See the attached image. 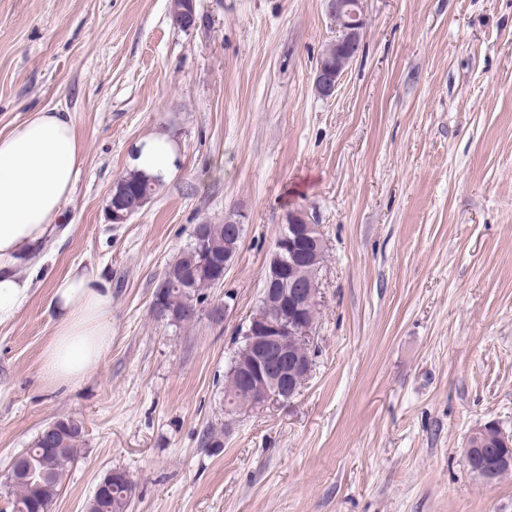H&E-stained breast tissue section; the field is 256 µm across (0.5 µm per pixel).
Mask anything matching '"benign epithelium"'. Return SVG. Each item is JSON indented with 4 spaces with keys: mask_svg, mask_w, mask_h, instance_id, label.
<instances>
[{
    "mask_svg": "<svg viewBox=\"0 0 512 512\" xmlns=\"http://www.w3.org/2000/svg\"><path fill=\"white\" fill-rule=\"evenodd\" d=\"M367 0H326L329 17L336 20V66L318 63L314 89L321 98H331L351 63L355 49L363 40ZM174 26L189 31L196 26L195 0H179L171 9ZM228 242L224 250V270H229L239 254V217L227 220ZM326 242L304 210L288 213L286 224L274 243L267 273L266 303L277 310L273 318L251 317L239 330L247 356L234 355L230 366L241 387L249 391L251 405L262 410L271 404L292 399L305 384L311 364L292 355L291 343L297 336L311 342L315 324L304 319L308 300H319L320 289L306 280L305 270L318 266ZM495 448L492 458L501 467L512 466V437L492 422L475 426L462 452L465 458L486 456L485 448Z\"/></svg>",
    "mask_w": 512,
    "mask_h": 512,
    "instance_id": "7a95c632",
    "label": "benign epithelium"
}]
</instances>
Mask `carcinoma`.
Instances as JSON below:
<instances>
[{
	"label": "carcinoma",
	"instance_id": "obj_1",
	"mask_svg": "<svg viewBox=\"0 0 512 512\" xmlns=\"http://www.w3.org/2000/svg\"><path fill=\"white\" fill-rule=\"evenodd\" d=\"M151 176L133 169L116 183L115 191L120 194L122 209L137 213L142 208V195L149 187ZM206 234L208 255L203 256L190 243L179 257L170 263L165 273L189 280L187 287L169 292L165 297L163 319L172 322H190L194 319V307L205 300L203 290L210 287L215 276L209 269L210 261L224 253L225 225L203 224ZM48 429L37 434L31 446L21 452L29 463L31 475L22 483H13L10 476L0 481L11 497L12 512H50L51 504L58 495L64 475L77 457L83 438V427L77 420H68L56 425L52 444L45 443ZM113 469L104 476L109 482L108 494L104 497L93 494L88 503V512H128L133 487L112 481Z\"/></svg>",
	"mask_w": 512,
	"mask_h": 512
}]
</instances>
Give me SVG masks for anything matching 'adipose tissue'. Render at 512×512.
Segmentation results:
<instances>
[{"mask_svg": "<svg viewBox=\"0 0 512 512\" xmlns=\"http://www.w3.org/2000/svg\"><path fill=\"white\" fill-rule=\"evenodd\" d=\"M174 140H145L133 167L155 176L173 169ZM83 164L82 148L67 113L39 110L0 133V322L10 319L31 290L17 269L63 216ZM55 314L40 375L59 389L85 382L112 344V290L94 270L73 269L55 281L49 298Z\"/></svg>", "mask_w": 512, "mask_h": 512, "instance_id": "ef3b65f1", "label": "adipose tissue"}]
</instances>
